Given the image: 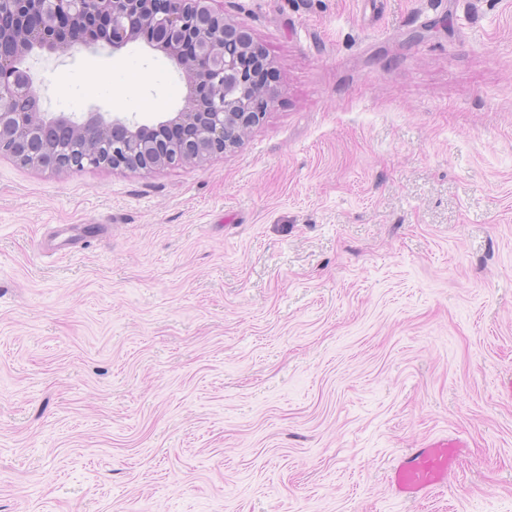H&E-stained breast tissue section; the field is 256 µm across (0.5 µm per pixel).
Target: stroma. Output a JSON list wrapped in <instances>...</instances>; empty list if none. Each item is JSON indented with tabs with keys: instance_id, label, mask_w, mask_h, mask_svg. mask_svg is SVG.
Returning a JSON list of instances; mask_svg holds the SVG:
<instances>
[{
	"instance_id": "obj_1",
	"label": "stroma",
	"mask_w": 512,
	"mask_h": 512,
	"mask_svg": "<svg viewBox=\"0 0 512 512\" xmlns=\"http://www.w3.org/2000/svg\"><path fill=\"white\" fill-rule=\"evenodd\" d=\"M222 7L279 75L234 152L0 156V512H512V0ZM33 71L54 112L187 95L141 40ZM462 446L459 440L442 439L400 461L390 480L396 494L425 497L447 483L448 472Z\"/></svg>"
}]
</instances>
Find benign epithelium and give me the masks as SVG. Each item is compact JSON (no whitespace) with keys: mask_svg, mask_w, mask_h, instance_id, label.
Here are the masks:
<instances>
[{"mask_svg":"<svg viewBox=\"0 0 512 512\" xmlns=\"http://www.w3.org/2000/svg\"><path fill=\"white\" fill-rule=\"evenodd\" d=\"M216 0H0V97L40 100L34 50L65 53L104 41L120 49L140 38L165 53L187 85L183 108L155 124L106 112H7L0 106V155L51 172L110 167L152 170L202 161L236 148L271 107L276 90L255 84L272 60ZM56 129L93 139L65 163L40 142Z\"/></svg>","mask_w":512,"mask_h":512,"instance_id":"obj_1","label":"benign epithelium"}]
</instances>
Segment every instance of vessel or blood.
<instances>
[{"instance_id": "b4317fda", "label": "vessel or blood", "mask_w": 512, "mask_h": 512, "mask_svg": "<svg viewBox=\"0 0 512 512\" xmlns=\"http://www.w3.org/2000/svg\"><path fill=\"white\" fill-rule=\"evenodd\" d=\"M462 443L456 439L433 442L394 468L390 483L397 495L425 497L448 481V473Z\"/></svg>"}]
</instances>
